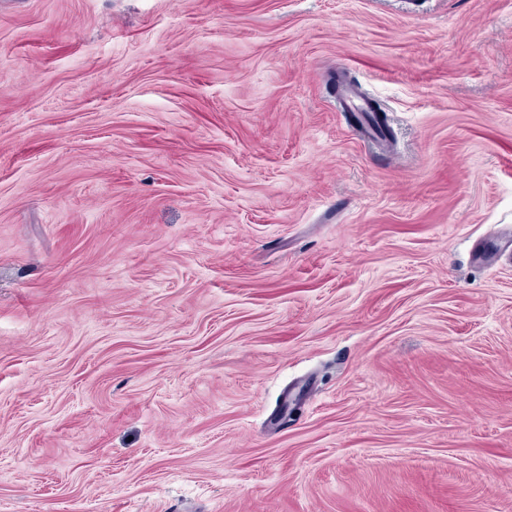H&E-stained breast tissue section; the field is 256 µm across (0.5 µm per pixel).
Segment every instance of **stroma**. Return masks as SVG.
I'll return each mask as SVG.
<instances>
[{
  "instance_id": "1",
  "label": "stroma",
  "mask_w": 512,
  "mask_h": 512,
  "mask_svg": "<svg viewBox=\"0 0 512 512\" xmlns=\"http://www.w3.org/2000/svg\"><path fill=\"white\" fill-rule=\"evenodd\" d=\"M0 512H512V0H0Z\"/></svg>"
}]
</instances>
